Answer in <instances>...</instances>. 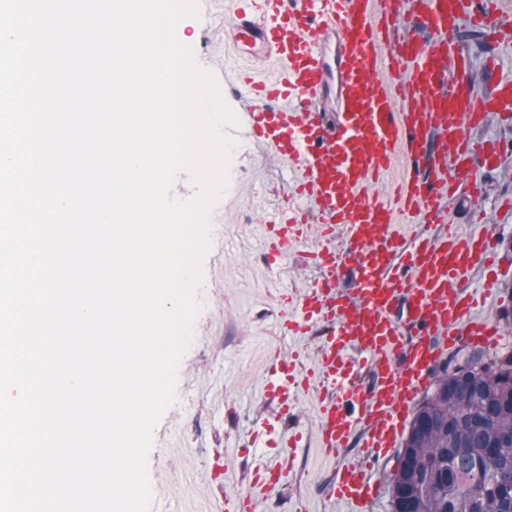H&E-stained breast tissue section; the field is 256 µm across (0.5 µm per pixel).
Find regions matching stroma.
I'll return each mask as SVG.
<instances>
[{
	"instance_id": "obj_1",
	"label": "stroma",
	"mask_w": 512,
	"mask_h": 512,
	"mask_svg": "<svg viewBox=\"0 0 512 512\" xmlns=\"http://www.w3.org/2000/svg\"><path fill=\"white\" fill-rule=\"evenodd\" d=\"M233 0H199V17H186L176 26L178 40L192 47L200 66L221 73L223 95L241 121L233 135L236 152L230 185L210 215L211 246L203 263L198 293L202 310L193 337L177 370L176 402L153 433L148 473L154 491L151 512H214L220 495L234 496L248 486L257 458L245 454L256 413H271L276 403L266 395L267 362L276 353L301 352L315 359L320 332L282 336L278 322L283 293L301 288L320 270L311 242L293 243L278 266L268 267L262 245V226L293 186L287 165L273 160L251 136L244 121L243 102L232 93L237 77L251 73L260 79L276 76L273 63L238 58L231 46ZM465 49L479 59L495 58L496 72L478 73V89L487 92L496 77L512 78V44L484 32ZM480 196L460 192L452 216L470 229L475 210L485 213L484 229L495 239V264L479 263L469 282L480 287L499 278V293L474 312V319H490L505 338L486 349L492 361L512 354V218L498 214L502 197H512V156L494 169H478L468 178ZM315 391L302 393L298 419L307 439L296 449L293 465L281 475L278 488L267 492L261 512H343L330 494L337 465L317 442ZM224 459V482L211 479L208 462Z\"/></svg>"
}]
</instances>
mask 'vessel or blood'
<instances>
[{
	"label": "vessel or blood",
	"instance_id": "b4317fda",
	"mask_svg": "<svg viewBox=\"0 0 512 512\" xmlns=\"http://www.w3.org/2000/svg\"><path fill=\"white\" fill-rule=\"evenodd\" d=\"M427 21L431 36L417 33ZM512 41L502 0H236L232 38L246 59L282 64L280 77L247 88L253 135L288 165L296 182L286 223L269 225L268 262L317 226L312 257L321 268L286 306L300 318L282 326L305 333L322 325L314 376L322 398L320 447L341 454L361 434V460L331 483L353 512H371L382 486L372 468L397 442L444 351L496 346L497 325L470 321L477 303L462 282L494 246L450 217L460 184L498 153L471 126L512 113V78L477 92L476 61L451 41L461 23ZM406 175L392 200L369 193L396 160ZM430 232H420V225ZM352 276L351 291L338 287ZM303 371L297 358L269 368L267 394L278 420L295 415ZM367 379H360V372ZM280 463L262 462L250 489L219 501L221 512H253Z\"/></svg>",
	"mask_w": 512,
	"mask_h": 512
}]
</instances>
